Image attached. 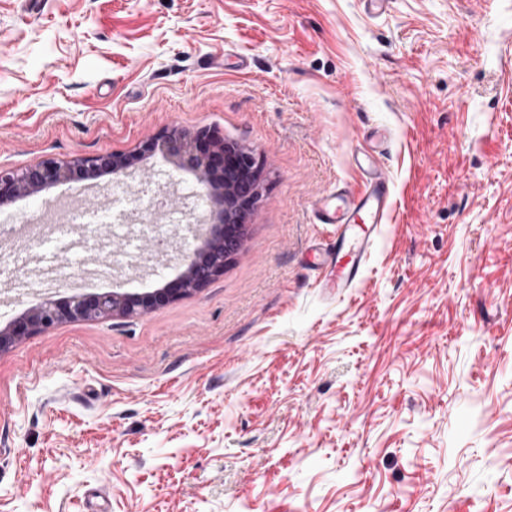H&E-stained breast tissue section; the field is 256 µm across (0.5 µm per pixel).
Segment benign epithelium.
Listing matches in <instances>:
<instances>
[{
    "mask_svg": "<svg viewBox=\"0 0 512 512\" xmlns=\"http://www.w3.org/2000/svg\"><path fill=\"white\" fill-rule=\"evenodd\" d=\"M158 152L195 174L211 206L204 226L196 229L200 244L182 256L180 275L144 293L114 288L104 293L47 299L0 329V352L64 321L129 317L157 309L208 286L224 273V266L242 246L247 220L262 197V181L256 156L224 140L216 128L151 136L130 153L113 151L69 162L47 158L21 169H0V207L20 198L37 197L59 184L128 176L139 162Z\"/></svg>",
    "mask_w": 512,
    "mask_h": 512,
    "instance_id": "7a95c632",
    "label": "benign epithelium"
}]
</instances>
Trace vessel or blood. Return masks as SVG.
I'll use <instances>...</instances> for the list:
<instances>
[{"label": "vessel or blood", "instance_id": "vessel-or-blood-1", "mask_svg": "<svg viewBox=\"0 0 512 512\" xmlns=\"http://www.w3.org/2000/svg\"><path fill=\"white\" fill-rule=\"evenodd\" d=\"M387 140V133L382 132L360 147L366 161L358 188L344 190L334 198L322 195L314 202L317 223L342 228L335 247L318 250L321 266L335 267L334 286L340 294L359 281L380 228L391 213L392 179L382 160Z\"/></svg>", "mask_w": 512, "mask_h": 512}]
</instances>
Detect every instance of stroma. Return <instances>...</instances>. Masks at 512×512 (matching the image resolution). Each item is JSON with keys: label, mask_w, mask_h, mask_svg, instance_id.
Listing matches in <instances>:
<instances>
[{"label": "stroma", "mask_w": 512, "mask_h": 512, "mask_svg": "<svg viewBox=\"0 0 512 512\" xmlns=\"http://www.w3.org/2000/svg\"><path fill=\"white\" fill-rule=\"evenodd\" d=\"M219 128L261 161L244 243L207 287L63 322L0 353V512H512V0H0V168ZM389 129L394 205L344 297L316 285L322 194ZM194 176L0 208L37 224ZM208 203L108 277L0 238V327L47 298L143 293L181 271Z\"/></svg>", "instance_id": "obj_1"}]
</instances>
